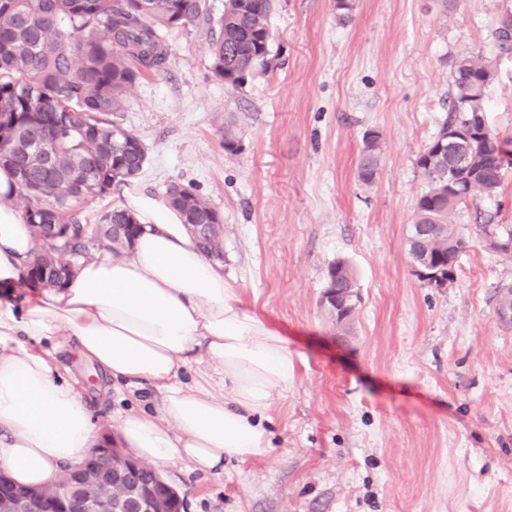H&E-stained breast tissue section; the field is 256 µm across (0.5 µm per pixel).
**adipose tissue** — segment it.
<instances>
[{
  "label": "adipose tissue",
  "instance_id": "1",
  "mask_svg": "<svg viewBox=\"0 0 512 512\" xmlns=\"http://www.w3.org/2000/svg\"><path fill=\"white\" fill-rule=\"evenodd\" d=\"M0 170V467L46 487L102 441L83 392L52 347L128 389L161 395L116 426L120 447L153 468L208 474L268 452L263 418L296 381L286 337L243 308L236 288L170 207L129 202L142 231L132 252H100L61 288L26 283L32 228L6 203Z\"/></svg>",
  "mask_w": 512,
  "mask_h": 512
}]
</instances>
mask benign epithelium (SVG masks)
<instances>
[{
	"label": "benign epithelium",
	"instance_id": "7a95c632",
	"mask_svg": "<svg viewBox=\"0 0 512 512\" xmlns=\"http://www.w3.org/2000/svg\"><path fill=\"white\" fill-rule=\"evenodd\" d=\"M183 512L184 499L153 469L107 441L91 449L84 462L51 487L16 488L0 468V512Z\"/></svg>",
	"mask_w": 512,
	"mask_h": 512
}]
</instances>
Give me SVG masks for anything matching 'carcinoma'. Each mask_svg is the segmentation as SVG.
<instances>
[{"label": "carcinoma", "instance_id": "carcinoma-1", "mask_svg": "<svg viewBox=\"0 0 512 512\" xmlns=\"http://www.w3.org/2000/svg\"><path fill=\"white\" fill-rule=\"evenodd\" d=\"M274 0H224L211 71L242 84L268 65ZM202 0H0V168L10 171L13 200L25 203L23 218L39 249L26 273L46 288H61L91 239L117 254L138 235L134 213L121 206L89 223L74 202L112 193L136 178L148 160L143 141L117 121L126 95L144 73L166 63L165 33L192 23ZM500 52H512V12L495 31ZM494 73L471 55L455 59L448 117L417 159L431 187L414 205L412 224L429 232L409 238L413 264L433 286L448 283V264L467 242L449 217L477 191L492 197L501 186L504 140L487 124L485 92ZM380 161V136L365 138L357 160L360 180L370 183ZM186 224H219L221 216L189 187L167 197ZM62 237L52 243L44 225ZM201 248L224 259L218 233H195ZM356 288L349 264L329 266L327 288Z\"/></svg>", "mask_w": 512, "mask_h": 512}]
</instances>
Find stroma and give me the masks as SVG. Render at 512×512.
Wrapping results in <instances>:
<instances>
[{"label": "stroma", "instance_id": "stroma-1", "mask_svg": "<svg viewBox=\"0 0 512 512\" xmlns=\"http://www.w3.org/2000/svg\"><path fill=\"white\" fill-rule=\"evenodd\" d=\"M275 0L272 61L232 86L211 71L224 0H206L169 32L161 72L127 96L121 123L149 149L134 183L78 202L87 220L130 197L164 202L192 187L223 219L224 278L243 306L287 337L297 381L264 420L270 450L205 476L164 477L186 512H512V168L497 194L475 193L451 221L468 246L446 286L414 273L406 239L428 188L417 158L448 115L454 60L492 65L486 120L512 140V54L495 30L512 0ZM235 124L242 148L224 150ZM382 137L375 180L357 157ZM491 215L488 228L475 214ZM352 267L350 330L319 305L327 269ZM94 423L151 409L145 385L117 393L92 366L76 371Z\"/></svg>", "mask_w": 512, "mask_h": 512}]
</instances>
